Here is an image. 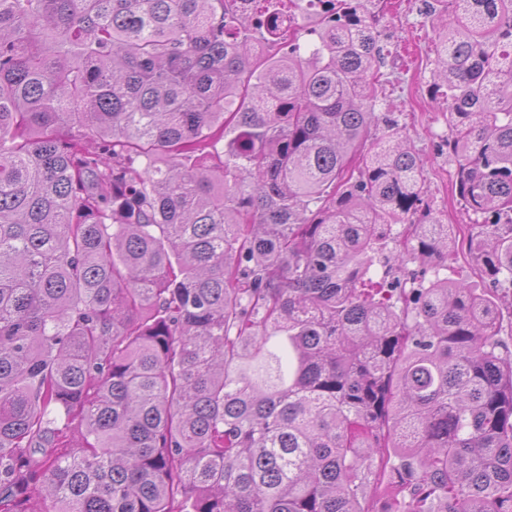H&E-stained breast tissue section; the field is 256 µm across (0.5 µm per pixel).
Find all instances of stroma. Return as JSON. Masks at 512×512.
Here are the masks:
<instances>
[{"label":"stroma","instance_id":"1","mask_svg":"<svg viewBox=\"0 0 512 512\" xmlns=\"http://www.w3.org/2000/svg\"><path fill=\"white\" fill-rule=\"evenodd\" d=\"M434 0H372L371 11L378 16L379 41L385 58L380 66L382 91L376 110L380 116L395 118L401 133L424 161L425 200L432 217L450 225L456 259L448 265L449 278L478 286L482 278L459 241L466 237L475 220L459 202L455 167L443 151L448 134L447 116L433 99L435 56L432 52L440 14L432 9ZM276 8L294 18L300 44L317 38L318 14L300 10L297 0H255L253 13Z\"/></svg>","mask_w":512,"mask_h":512}]
</instances>
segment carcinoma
Returning a JSON list of instances; mask_svg holds the SVG:
<instances>
[{"mask_svg":"<svg viewBox=\"0 0 512 512\" xmlns=\"http://www.w3.org/2000/svg\"><path fill=\"white\" fill-rule=\"evenodd\" d=\"M329 2L306 57L276 10L258 55L227 0H0V512H372L385 483L381 512H512L498 304L370 278L452 237L413 221L424 163L375 112L369 0ZM435 2L495 289L512 0Z\"/></svg>","mask_w":512,"mask_h":512,"instance_id":"carcinoma-1","label":"carcinoma"}]
</instances>
